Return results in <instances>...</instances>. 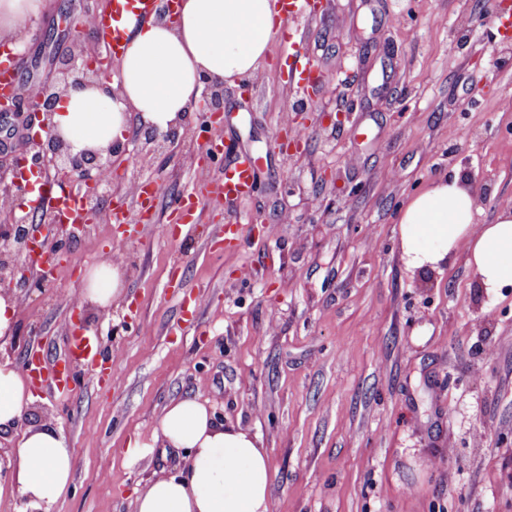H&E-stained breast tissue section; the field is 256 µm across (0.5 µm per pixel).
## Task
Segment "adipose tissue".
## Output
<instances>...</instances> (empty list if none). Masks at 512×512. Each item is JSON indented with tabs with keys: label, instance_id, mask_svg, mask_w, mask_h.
I'll return each instance as SVG.
<instances>
[{
	"label": "adipose tissue",
	"instance_id": "1",
	"mask_svg": "<svg viewBox=\"0 0 512 512\" xmlns=\"http://www.w3.org/2000/svg\"><path fill=\"white\" fill-rule=\"evenodd\" d=\"M44 0H0V38L22 47L27 19ZM283 19L276 0H180L174 18L134 24L115 64L118 92L72 87L56 102L51 121L73 151L125 142L132 120L166 131L197 103L203 77L236 80L254 75ZM471 187L449 176L414 195L402 209L400 243L414 268L451 264L466 254L489 295L512 285V207L490 224H477ZM121 274L103 263L89 269L84 295L101 307L121 297ZM21 373L0 364V433L15 437L16 453L0 464L27 512H49L72 484L73 454L63 431L44 424L20 429L32 401ZM152 438L187 453V471L161 476L138 491L135 512H270V454L260 439L215 421L210 408L186 396L164 409Z\"/></svg>",
	"mask_w": 512,
	"mask_h": 512
}]
</instances>
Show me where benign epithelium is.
I'll return each instance as SVG.
<instances>
[{
    "instance_id": "obj_1",
    "label": "benign epithelium",
    "mask_w": 512,
    "mask_h": 512,
    "mask_svg": "<svg viewBox=\"0 0 512 512\" xmlns=\"http://www.w3.org/2000/svg\"><path fill=\"white\" fill-rule=\"evenodd\" d=\"M74 41L70 57L61 71L62 77L53 85L44 86L39 97L21 93L12 106L1 112L0 117L23 118L29 127L37 126L44 135H36L30 141V148L15 159L9 170L0 171V204L8 206L7 218L0 221V290L11 294L16 288H41L48 281V275L35 280L32 273V258L38 253L43 257L44 267L67 257L70 245L79 234L85 232L88 224L102 217L99 207L101 194L99 188L105 181L106 172L114 168L113 157L128 151L129 144L110 146L105 150H82L73 152L50 122L52 107L60 93L69 85L97 86L109 94H116L110 87V77L101 68H94L89 62L90 27L77 23L73 27ZM205 85L204 104L199 108L202 138L213 141L207 135L212 129L209 114L219 110L223 97V83L208 77L203 78ZM176 129L160 132L155 128L146 129L143 145H134L133 154L139 158L155 154L173 143ZM26 167L34 174H44L55 170L56 180L61 184L76 182L89 189L95 202L86 209L83 222L62 224L51 216L44 225L34 224L24 211L26 187L18 181L14 170Z\"/></svg>"
}]
</instances>
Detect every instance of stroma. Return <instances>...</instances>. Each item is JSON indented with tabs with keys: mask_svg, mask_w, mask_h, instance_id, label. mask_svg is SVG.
Returning a JSON list of instances; mask_svg holds the SVG:
<instances>
[{
	"mask_svg": "<svg viewBox=\"0 0 512 512\" xmlns=\"http://www.w3.org/2000/svg\"><path fill=\"white\" fill-rule=\"evenodd\" d=\"M104 3L47 0L28 23L22 82H58L72 19ZM506 11L512 0H324L300 23L323 73L314 90L289 89L274 43L253 77L224 85L222 159L200 168L184 132L141 166L167 188L160 221L242 151L260 159L250 199L201 205L175 240L99 220L70 246L81 266L17 293L0 362L22 367L33 348L61 360L79 316L119 374L108 385L80 363L70 395L34 390L20 428L57 426L74 458L52 512H134L137 490L183 471V451L150 442L185 395L268 448L270 512H512V286L489 297L462 255L410 267L398 224L452 171L473 187L478 223L512 199ZM303 109L310 121L282 162L274 142ZM224 224L230 246L209 248ZM99 263L122 272L108 314L81 296Z\"/></svg>",
	"mask_w": 512,
	"mask_h": 512,
	"instance_id": "1",
	"label": "stroma"
}]
</instances>
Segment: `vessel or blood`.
<instances>
[{
  "mask_svg": "<svg viewBox=\"0 0 512 512\" xmlns=\"http://www.w3.org/2000/svg\"><path fill=\"white\" fill-rule=\"evenodd\" d=\"M178 0H110L106 10L94 15L91 32L96 56L113 62L124 53L130 28L134 23L148 19L161 12H174ZM283 17L300 15L313 17L321 7V0H279ZM288 83L297 89H305L318 78L315 63L297 34L288 37ZM21 58L14 48L0 46V98L14 99L19 86ZM258 168L257 159L251 154L239 156L232 166L224 171L222 180L209 185L205 194L188 192L177 200L166 223L158 225L160 235L172 238L190 232L198 219L201 201L212 204H227L249 197L255 188ZM21 181H29L33 189L29 194L28 206L31 210L49 209L65 223L80 222L85 213L84 192L80 187L66 189L58 187L50 178L31 180L26 170H18ZM162 195L159 184L145 181L140 184L133 206L116 204L112 210V220L128 226L146 223L148 215L156 208Z\"/></svg>",
  "mask_w": 512,
  "mask_h": 512,
  "instance_id": "vessel-or-blood-1",
  "label": "vessel or blood"
}]
</instances>
